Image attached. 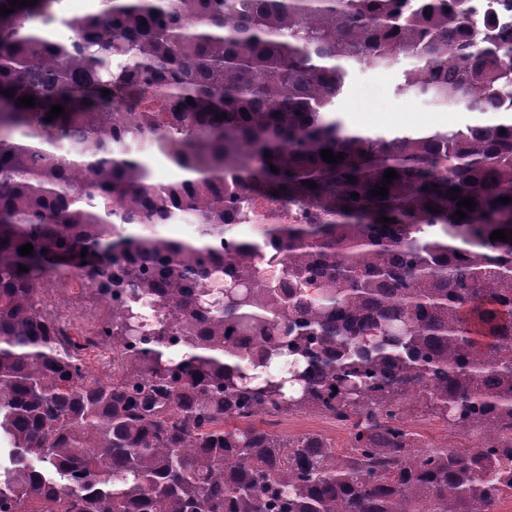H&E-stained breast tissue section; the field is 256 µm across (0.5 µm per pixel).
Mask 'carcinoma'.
Masks as SVG:
<instances>
[{
    "instance_id": "cac0c4a2",
    "label": "carcinoma",
    "mask_w": 512,
    "mask_h": 512,
    "mask_svg": "<svg viewBox=\"0 0 512 512\" xmlns=\"http://www.w3.org/2000/svg\"><path fill=\"white\" fill-rule=\"evenodd\" d=\"M62 2L0 13V512H497L512 234L490 235L512 231V33L474 0H93L77 19ZM402 55L401 90L494 120L347 128L349 68ZM142 143L185 177L151 183ZM184 216L196 237L158 230ZM265 244L281 277L255 288ZM65 274L105 302L106 343H132L139 310L105 293L160 304L103 379L42 306ZM216 276L223 297L200 299ZM302 413L346 427V449L258 426ZM431 418L441 444L411 426Z\"/></svg>"
}]
</instances>
